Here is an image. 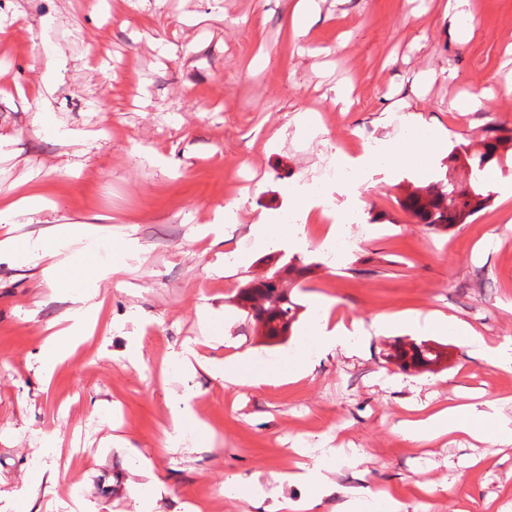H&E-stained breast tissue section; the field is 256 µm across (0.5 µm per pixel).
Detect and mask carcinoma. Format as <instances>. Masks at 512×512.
Instances as JSON below:
<instances>
[{"label":"carcinoma","instance_id":"1","mask_svg":"<svg viewBox=\"0 0 512 512\" xmlns=\"http://www.w3.org/2000/svg\"><path fill=\"white\" fill-rule=\"evenodd\" d=\"M484 151L471 153L465 145L454 147L448 162L460 163L470 170L468 183L462 185L440 179L408 195L402 207L433 231H446L456 224H465L483 210L491 199L486 187V176L493 165L503 166V154L512 149V135L503 134L499 127H489L483 138ZM310 265L295 257L287 262L274 261L268 273L252 279L237 290V306L259 324L263 336L273 344L288 339L302 306L292 297V291L301 287L300 280L309 272ZM443 353L429 343L412 342L409 348L394 346L389 355L401 369L425 371L442 358Z\"/></svg>","mask_w":512,"mask_h":512}]
</instances>
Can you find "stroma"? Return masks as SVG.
Instances as JSON below:
<instances>
[{"instance_id":"obj_1","label":"stroma","mask_w":512,"mask_h":512,"mask_svg":"<svg viewBox=\"0 0 512 512\" xmlns=\"http://www.w3.org/2000/svg\"><path fill=\"white\" fill-rule=\"evenodd\" d=\"M447 2L319 0L299 34L295 0H0V204L43 201L0 224V238L95 224L100 256L123 262L99 285L93 335L49 377L44 339L69 302L47 283L49 260L0 262L1 491L26 489L33 512H183L200 494L247 486L240 512H277L317 484L328 512H380L383 488L400 512H512V370L451 332L432 336L445 370L386 359L394 338L422 339L412 320L431 312L512 355V167L495 172L489 205L448 232L401 207L455 145L479 149L492 125L512 131V0H471L465 36ZM475 90L483 108L461 111ZM305 109L329 113L318 135L298 132ZM414 114L435 139L412 129ZM354 139L429 160L404 168L394 156L358 182L365 221L341 264L325 261L329 225L308 216L303 310L286 344H266L231 304L278 255L255 249L258 218L280 217L283 187L317 178L327 152ZM132 239L141 250L130 255ZM325 307L359 340L306 373L286 355ZM193 347L201 362L243 354L270 381L236 386L175 364ZM460 395L485 405L503 443L401 434L420 404ZM185 398L206 422L189 420L192 445L179 448L169 410ZM44 438L59 450L55 483L38 479ZM304 453L316 484L283 480ZM475 455L482 466L468 467ZM149 485L160 492L145 503Z\"/></svg>"}]
</instances>
